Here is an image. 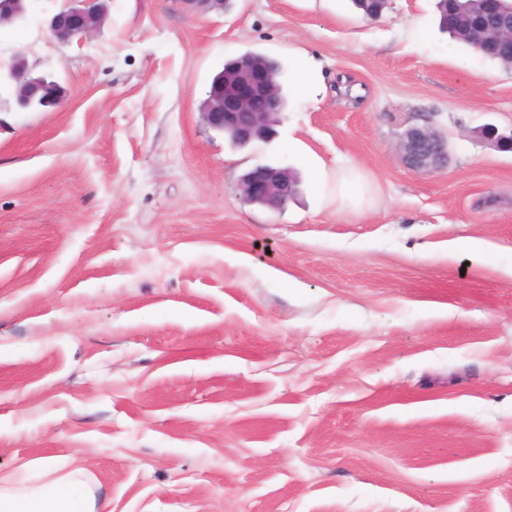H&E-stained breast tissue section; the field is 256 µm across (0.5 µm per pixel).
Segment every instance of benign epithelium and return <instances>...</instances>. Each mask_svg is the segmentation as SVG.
Instances as JSON below:
<instances>
[{
  "mask_svg": "<svg viewBox=\"0 0 512 512\" xmlns=\"http://www.w3.org/2000/svg\"><path fill=\"white\" fill-rule=\"evenodd\" d=\"M26 0H0V27L14 25L26 18ZM107 8L104 0H74V4L53 13L48 29L61 44L82 42L104 24ZM481 36L478 49L487 52L512 43V25L470 27ZM275 70L268 60H257L246 52L211 82L203 107V119L212 129L225 133L238 146L265 141L274 133L278 116L284 111L274 87ZM14 91V104L27 110L56 105L62 98L56 81L33 75V67L24 56L15 57L0 68V90ZM482 137L501 151L512 152V134H498L492 125L483 127ZM403 163L413 171L429 172L448 167V140L431 123L412 125L400 135L397 144ZM295 181L288 169L259 165L247 172L240 183L244 201L269 210H279L295 192Z\"/></svg>",
  "mask_w": 512,
  "mask_h": 512,
  "instance_id": "7a95c632",
  "label": "benign epithelium"
}]
</instances>
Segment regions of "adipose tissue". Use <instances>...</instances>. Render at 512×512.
I'll use <instances>...</instances> for the list:
<instances>
[{
    "label": "adipose tissue",
    "instance_id": "1",
    "mask_svg": "<svg viewBox=\"0 0 512 512\" xmlns=\"http://www.w3.org/2000/svg\"><path fill=\"white\" fill-rule=\"evenodd\" d=\"M82 468L49 483L19 489L13 475H0V512H97L94 493L81 479Z\"/></svg>",
    "mask_w": 512,
    "mask_h": 512
}]
</instances>
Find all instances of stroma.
<instances>
[{
	"label": "stroma",
	"instance_id": "1",
	"mask_svg": "<svg viewBox=\"0 0 512 512\" xmlns=\"http://www.w3.org/2000/svg\"><path fill=\"white\" fill-rule=\"evenodd\" d=\"M62 4L0 29L64 88L0 107V474L83 467L100 512H512V153L479 134L512 129V69L435 0H111L65 46ZM247 52L288 106L236 148L201 105ZM427 119L451 161L414 172ZM258 165L298 172L283 210L241 199ZM340 165L370 211L337 210ZM397 150L403 163L413 171L448 167V140L430 122L407 127L399 137Z\"/></svg>",
	"mask_w": 512,
	"mask_h": 512
}]
</instances>
